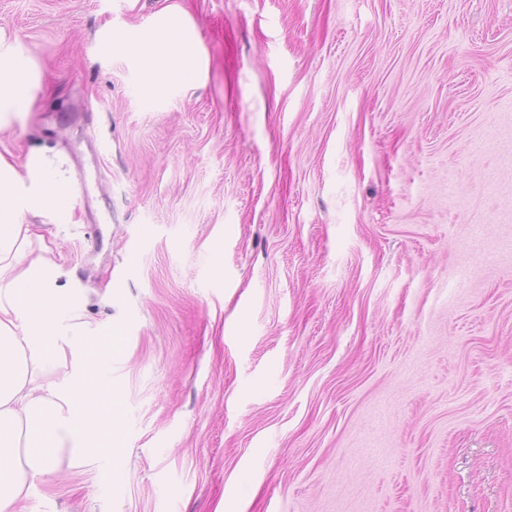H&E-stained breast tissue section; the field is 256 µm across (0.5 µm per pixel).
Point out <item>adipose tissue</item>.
<instances>
[{"label": "adipose tissue", "instance_id": "ef3b65f1", "mask_svg": "<svg viewBox=\"0 0 512 512\" xmlns=\"http://www.w3.org/2000/svg\"><path fill=\"white\" fill-rule=\"evenodd\" d=\"M128 48L143 61L148 93L200 74L195 30L176 16ZM41 82L35 62L18 54L0 30V126L30 111ZM45 208L74 211L61 174L41 159L19 169L0 155V512H15L33 481L53 473L63 453L91 460L93 434L111 429L116 415L118 390L93 360L103 339L78 328L70 348H63L53 271L25 248L34 231L19 217ZM69 349L76 362L66 383L51 370Z\"/></svg>", "mask_w": 512, "mask_h": 512}]
</instances>
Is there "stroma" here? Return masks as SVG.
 Wrapping results in <instances>:
<instances>
[{
	"instance_id": "35a3bbf8",
	"label": "stroma",
	"mask_w": 512,
	"mask_h": 512,
	"mask_svg": "<svg viewBox=\"0 0 512 512\" xmlns=\"http://www.w3.org/2000/svg\"><path fill=\"white\" fill-rule=\"evenodd\" d=\"M193 82L127 41L167 8ZM0 154L120 432L23 512H512V0H0ZM143 61L147 92L156 94L171 81L196 80L201 71V54L193 26L170 15L159 33L128 44ZM41 82V73L35 62L18 54L6 32L1 29L0 127L31 110L34 91Z\"/></svg>"
}]
</instances>
